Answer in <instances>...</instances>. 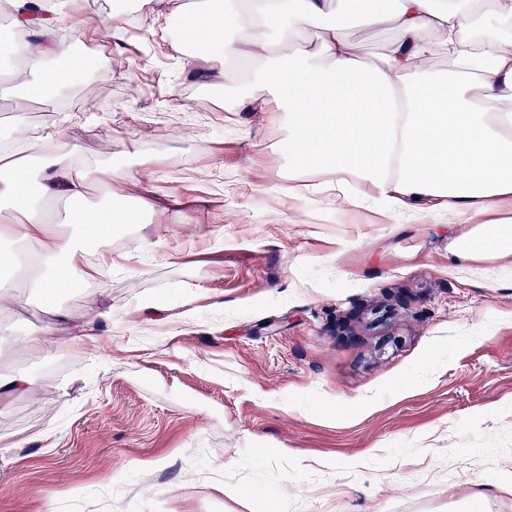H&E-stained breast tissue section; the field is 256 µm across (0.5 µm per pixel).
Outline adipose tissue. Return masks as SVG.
I'll return each instance as SVG.
<instances>
[{
  "label": "adipose tissue",
  "instance_id": "obj_1",
  "mask_svg": "<svg viewBox=\"0 0 512 512\" xmlns=\"http://www.w3.org/2000/svg\"><path fill=\"white\" fill-rule=\"evenodd\" d=\"M19 50L30 69L14 74L17 100L62 99L78 74L94 67L58 38L67 0H4ZM353 11L370 24L390 26L398 41L390 52L360 61L344 27L323 28L316 51L288 45L271 50L252 31L278 32L318 21L324 0H211L194 15L181 8L165 13L155 0H139L149 30L169 38L173 55L189 57L202 84L221 85L223 63L239 58L253 68L234 100L253 111L255 90L266 93L271 119L287 126L289 195L335 191L353 207L385 216L448 213L469 230L448 242V259L464 267L482 260H512V0L476 15L471 0H352ZM486 38L473 45L475 24ZM444 55L448 69L431 72L423 58ZM498 110H490V103ZM13 148L0 151V211L16 220L0 223V270L12 267V245L37 243V274L30 285L54 299L79 285H99L112 272L109 262L73 271L68 243L47 219L44 201L62 196L75 202L70 221L91 244L111 238L117 225L142 219L163 223L167 210L151 196L133 205L82 207L93 180L136 183L141 167L88 168L76 160L66 137L34 138L17 124L7 136ZM370 185L373 195L349 192L350 183ZM499 220L476 223L477 215Z\"/></svg>",
  "mask_w": 512,
  "mask_h": 512
}]
</instances>
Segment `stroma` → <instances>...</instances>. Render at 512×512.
Listing matches in <instances>:
<instances>
[{
  "instance_id": "35a3bbf8",
  "label": "stroma",
  "mask_w": 512,
  "mask_h": 512,
  "mask_svg": "<svg viewBox=\"0 0 512 512\" xmlns=\"http://www.w3.org/2000/svg\"><path fill=\"white\" fill-rule=\"evenodd\" d=\"M118 0H74L78 50L111 25ZM360 58L394 33L351 17ZM118 65L69 98L7 111L0 132L49 113L84 165L137 164L124 187L171 202L165 223L131 227L147 253L116 256L111 279L48 308L23 276L0 275V370L27 376L0 394V512H466L512 472V271L491 283L448 260L438 217L387 218L342 199L288 198L285 128L263 112H202L187 59L104 45ZM112 89L94 107L88 87ZM197 198L194 223L175 199ZM53 335L31 336L52 311ZM93 323L97 343L74 330ZM151 460L146 473L137 464Z\"/></svg>"
}]
</instances>
